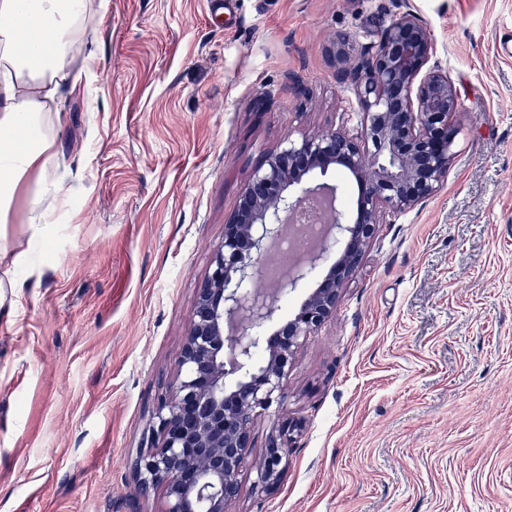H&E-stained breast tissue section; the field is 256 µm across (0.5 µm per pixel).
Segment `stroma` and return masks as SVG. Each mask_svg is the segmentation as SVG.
Segmentation results:
<instances>
[{
	"label": "stroma",
	"instance_id": "1",
	"mask_svg": "<svg viewBox=\"0 0 512 512\" xmlns=\"http://www.w3.org/2000/svg\"><path fill=\"white\" fill-rule=\"evenodd\" d=\"M461 105L443 188L385 212L335 319L297 349L302 421L277 489L244 466L226 512H512V0H407ZM396 0H109L89 96L59 105L71 219L31 246L0 309V512H164L142 485L156 397L265 152L356 130L336 50ZM272 98L268 111H255Z\"/></svg>",
	"mask_w": 512,
	"mask_h": 512
}]
</instances>
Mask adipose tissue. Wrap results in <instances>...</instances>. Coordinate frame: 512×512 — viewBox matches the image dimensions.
I'll return each mask as SVG.
<instances>
[{
  "instance_id": "ef3b65f1",
  "label": "adipose tissue",
  "mask_w": 512,
  "mask_h": 512,
  "mask_svg": "<svg viewBox=\"0 0 512 512\" xmlns=\"http://www.w3.org/2000/svg\"><path fill=\"white\" fill-rule=\"evenodd\" d=\"M105 0H0V263L20 266L6 234L15 200L26 197L29 243L46 239L80 183H64L50 103L83 94L80 78L97 64Z\"/></svg>"
}]
</instances>
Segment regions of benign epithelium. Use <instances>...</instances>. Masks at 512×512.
I'll return each mask as SVG.
<instances>
[{
	"instance_id": "obj_1",
	"label": "benign epithelium",
	"mask_w": 512,
	"mask_h": 512,
	"mask_svg": "<svg viewBox=\"0 0 512 512\" xmlns=\"http://www.w3.org/2000/svg\"><path fill=\"white\" fill-rule=\"evenodd\" d=\"M398 6L403 11L377 33L371 49L354 59L344 47L337 50L338 77L361 114L357 134L332 128L287 139L254 168L224 224L181 350L184 376L158 397L159 442L136 460L142 483L162 488L166 512H225L238 492L255 420L282 397L300 339L336 314L339 291L375 236L382 211L415 209L448 176L459 134L456 88L448 71L429 66L434 44L428 29L403 0ZM330 168L356 179V217L350 221L334 210L328 236L344 247L284 319L279 295L327 261L328 250L312 253L276 284H256L271 247L297 223L302 203L337 193L307 182L312 172ZM296 430L298 424L288 422L270 436L255 463L259 492L278 487Z\"/></svg>"
}]
</instances>
